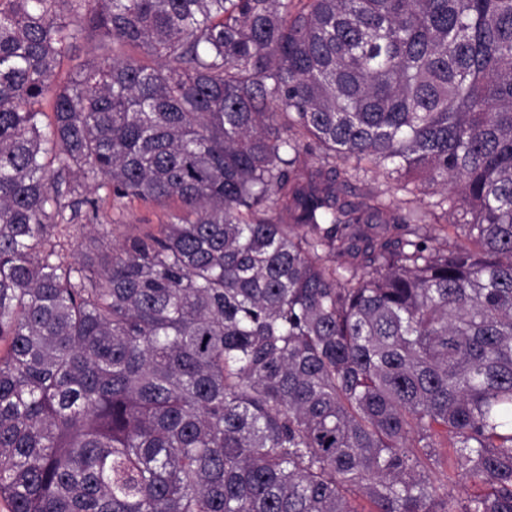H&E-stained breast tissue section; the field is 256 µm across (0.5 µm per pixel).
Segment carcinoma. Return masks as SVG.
<instances>
[{
  "label": "carcinoma",
  "mask_w": 512,
  "mask_h": 512,
  "mask_svg": "<svg viewBox=\"0 0 512 512\" xmlns=\"http://www.w3.org/2000/svg\"><path fill=\"white\" fill-rule=\"evenodd\" d=\"M354 495L512 512V0H0L8 512ZM98 32L87 29L83 37L78 40L73 49L71 60L65 61L63 72L69 71L73 66L83 63L91 57V52L99 42ZM104 210L107 217L102 220L110 222L108 224H114L112 226V236L108 240L105 239L104 242L100 241L97 246L102 245L108 248L113 242L149 230V224H151V227L156 224H165L169 213L166 208L140 201L126 203L118 209L105 206Z\"/></svg>",
  "instance_id": "obj_1"
}]
</instances>
